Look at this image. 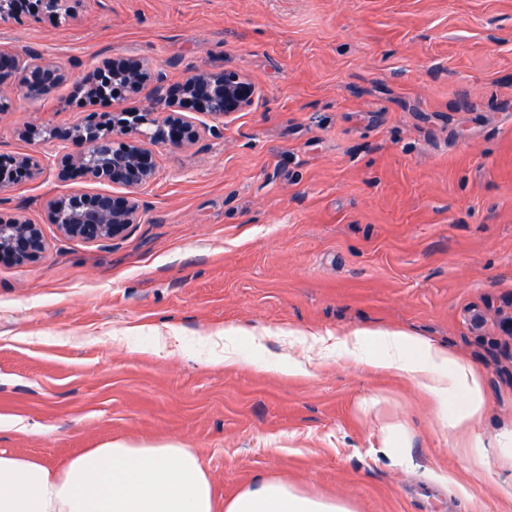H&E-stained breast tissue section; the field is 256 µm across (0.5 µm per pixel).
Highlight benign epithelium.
<instances>
[{
  "label": "benign epithelium",
  "instance_id": "1",
  "mask_svg": "<svg viewBox=\"0 0 512 512\" xmlns=\"http://www.w3.org/2000/svg\"><path fill=\"white\" fill-rule=\"evenodd\" d=\"M26 0H5L0 4V18L20 21L32 12ZM104 69L112 73V82H120L131 93L144 84H154L156 97L148 115L136 118L134 125L101 132V125L86 118L81 125L53 126L46 129L55 139L71 144L75 151L62 160L63 178L80 177L107 180L130 189L125 195L112 193L73 194L64 199H50L45 210L60 236L90 243L113 245L125 239L134 225L141 223L142 206L135 190L148 184L157 170L154 146H183L197 142L205 133L220 136L216 126H198L183 113L171 109L174 103L212 118L228 117L253 105L258 89L245 76L226 70L200 72L180 83L170 84L165 74L139 59L107 60ZM20 73L27 85H57L67 79L60 67L41 60L30 50L0 51V85L14 73ZM150 123L152 132L138 130ZM14 166L22 175L33 174L40 164L31 155H0V173ZM46 250L40 225L23 215L0 217V261L21 263L35 260Z\"/></svg>",
  "mask_w": 512,
  "mask_h": 512
}]
</instances>
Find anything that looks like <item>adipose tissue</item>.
Here are the masks:
<instances>
[{"label":"adipose tissue","mask_w":512,"mask_h":512,"mask_svg":"<svg viewBox=\"0 0 512 512\" xmlns=\"http://www.w3.org/2000/svg\"><path fill=\"white\" fill-rule=\"evenodd\" d=\"M380 349L373 365L408 373L443 410L461 442L478 440L485 414L481 375L448 350L400 330L355 333L351 343ZM0 512H215L211 478L177 441L115 439L78 455L59 470L0 451ZM224 512H350L340 501L305 494L269 478L244 488Z\"/></svg>","instance_id":"ef3b65f1"}]
</instances>
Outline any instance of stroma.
Wrapping results in <instances>:
<instances>
[{
  "label": "stroma",
  "instance_id": "1",
  "mask_svg": "<svg viewBox=\"0 0 512 512\" xmlns=\"http://www.w3.org/2000/svg\"><path fill=\"white\" fill-rule=\"evenodd\" d=\"M1 47L70 79L42 100L0 85V154L41 160L0 215L47 243L0 262V450L59 469L109 440L175 439L220 506L277 478L351 512H512V0H82L0 21ZM126 58L172 83L233 70L259 96L223 137L157 146L126 240L61 238L47 200L125 189L60 178L68 144L21 133L144 111L150 85L77 91ZM364 330L479 371L476 447L409 375L372 366L374 344L344 351Z\"/></svg>",
  "mask_w": 512,
  "mask_h": 512
}]
</instances>
